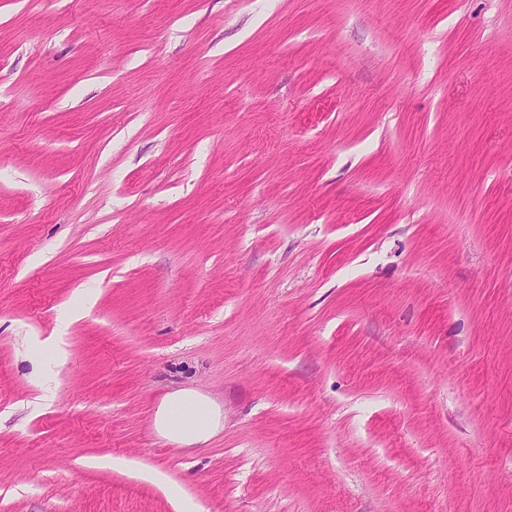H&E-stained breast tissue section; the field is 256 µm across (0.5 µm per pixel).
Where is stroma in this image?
<instances>
[{
  "label": "stroma",
  "instance_id": "1",
  "mask_svg": "<svg viewBox=\"0 0 512 512\" xmlns=\"http://www.w3.org/2000/svg\"><path fill=\"white\" fill-rule=\"evenodd\" d=\"M0 512H512V0H0ZM159 435L180 447H190L207 440L218 428L220 417L209 399L192 389L168 394L154 415Z\"/></svg>",
  "mask_w": 512,
  "mask_h": 512
}]
</instances>
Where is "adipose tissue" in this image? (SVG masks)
Listing matches in <instances>:
<instances>
[{
  "label": "adipose tissue",
  "instance_id": "obj_1",
  "mask_svg": "<svg viewBox=\"0 0 512 512\" xmlns=\"http://www.w3.org/2000/svg\"><path fill=\"white\" fill-rule=\"evenodd\" d=\"M159 435L181 447L207 440L218 428L220 417L209 399L191 389L168 394L154 415Z\"/></svg>",
  "mask_w": 512,
  "mask_h": 512
}]
</instances>
